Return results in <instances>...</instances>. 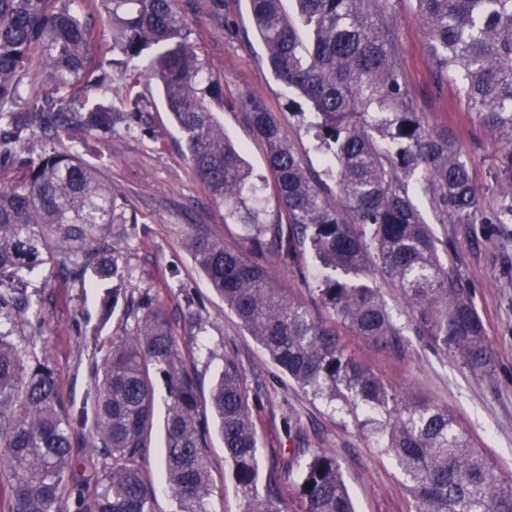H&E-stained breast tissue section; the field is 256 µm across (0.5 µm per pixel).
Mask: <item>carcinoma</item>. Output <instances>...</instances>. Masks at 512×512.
Instances as JSON below:
<instances>
[{"label":"carcinoma","mask_w":512,"mask_h":512,"mask_svg":"<svg viewBox=\"0 0 512 512\" xmlns=\"http://www.w3.org/2000/svg\"><path fill=\"white\" fill-rule=\"evenodd\" d=\"M74 0H0V457L8 468L5 512H150L144 448L153 425L155 389H167L162 467L179 512H211L208 456L217 431L244 498L243 512H286L281 483L260 484V448L235 361L201 406L199 378L183 363L177 336L158 298L127 303L135 329L112 340L94 364L90 407L64 397L45 349L21 350L11 326L43 320L41 304L18 287L22 274L58 258L61 277L84 285L90 275L114 282L101 318L116 308L124 273L112 231L122 220L98 169L51 148L20 151L29 134L58 138L75 127L112 133L142 113L134 92L145 80L162 88L195 178L224 203L225 216L253 229L230 247L196 236L195 266L273 363L300 388L366 412L377 444L404 476L414 512H512L505 478L448 408L416 400L348 354L340 330L403 357L413 334L473 375L493 370L491 348L470 288L443 257L448 242L414 202L420 192L452 224H512V0H415L437 84L458 80L477 123L500 143L491 170L502 187L497 207L482 210L471 166L448 129L431 130L398 64L393 0H247L265 62L306 123L325 173L310 169L259 96L241 105L266 146L271 179L255 182L240 150L224 136L212 105L224 85L203 77L178 0H92L112 30L125 66L112 88L120 106L79 108L74 84L102 68L93 30ZM34 73L47 78L38 97L25 93ZM336 181L332 197L323 176ZM268 189L278 208L255 205ZM312 253L322 274L312 293L328 316L288 296L267 256L300 269ZM395 288L409 320L401 322L380 292ZM91 426L101 461L92 491L74 480L84 465L75 428ZM300 512H355L336 456L321 448L293 482Z\"/></svg>","instance_id":"cac0c4a2"}]
</instances>
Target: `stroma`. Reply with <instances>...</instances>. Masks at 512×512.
Returning a JSON list of instances; mask_svg holds the SVG:
<instances>
[{
  "label": "stroma",
  "mask_w": 512,
  "mask_h": 512,
  "mask_svg": "<svg viewBox=\"0 0 512 512\" xmlns=\"http://www.w3.org/2000/svg\"><path fill=\"white\" fill-rule=\"evenodd\" d=\"M189 40L207 73L224 84V108L217 116L224 131L242 147L256 174H267L262 143L248 124L239 99L262 97L284 132L303 151L315 171H324V155L315 150L301 121L288 108V90L263 61L264 47L252 31L245 0H179ZM75 10L92 27L96 49L104 59L108 80H118L112 36L87 0ZM399 36V66L415 92L427 126L452 130L480 191V205L494 204L500 187L490 174L497 149L493 137L467 116L459 87L436 89L428 67L426 38L413 0H394ZM148 101L143 122L117 125L99 137L74 132L55 140L60 151H75L98 168L118 196L124 224L112 239L114 256L123 268L127 295L149 294L164 302L181 344L188 369L200 380V396L209 399L214 378L232 356L241 372L256 422L261 465L271 471L284 456H294L302 468L305 456L289 426L300 427L311 447L334 453L357 512H412L413 504L393 461L377 448L373 436L354 416L293 384L269 361L236 316L208 286L185 247L188 237L203 234L229 245L243 243L245 229L224 221V205L197 181L181 134L166 111L156 82L138 88ZM419 209L436 234L448 242L463 280L473 290L494 358L491 375L461 371L448 357L411 337L406 356L379 352L355 336L345 342L355 354L392 386L414 397L448 407L504 476L512 475V224H443L425 198ZM33 300L44 303L42 325L17 323L12 339L19 348H45L57 370L61 392L82 405L93 385L90 369L100 359L99 348L133 331L135 321L124 309L102 320V285H65L56 261L25 275ZM167 390L158 387L151 444L144 454L150 479L151 512H178L179 505L161 469L163 419ZM214 493L213 512H241L242 500L228 465L224 445L212 437L209 448Z\"/></svg>",
  "instance_id": "stroma-1"
}]
</instances>
